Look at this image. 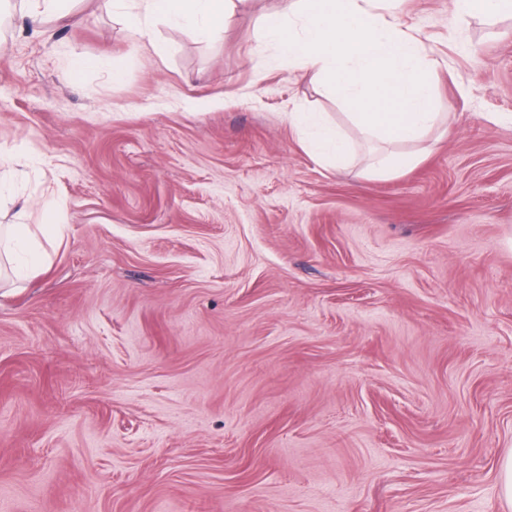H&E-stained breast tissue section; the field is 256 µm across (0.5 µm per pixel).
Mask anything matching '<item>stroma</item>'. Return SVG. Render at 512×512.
Returning <instances> with one entry per match:
<instances>
[{"instance_id":"35a3bbf8","label":"stroma","mask_w":512,"mask_h":512,"mask_svg":"<svg viewBox=\"0 0 512 512\" xmlns=\"http://www.w3.org/2000/svg\"><path fill=\"white\" fill-rule=\"evenodd\" d=\"M282 6L209 41L0 14L4 220L62 227L0 289V512H512V18L403 0L448 131L371 179L289 124L348 121L264 65Z\"/></svg>"}]
</instances>
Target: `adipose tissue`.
I'll return each mask as SVG.
<instances>
[{
	"label": "adipose tissue",
	"instance_id": "1",
	"mask_svg": "<svg viewBox=\"0 0 512 512\" xmlns=\"http://www.w3.org/2000/svg\"><path fill=\"white\" fill-rule=\"evenodd\" d=\"M131 37L148 21L187 29L204 40L224 29L234 0H112ZM397 0H291L262 21L271 65L313 73L323 92L347 106L357 135L376 143L368 174L392 177L422 159L419 145L444 120L437 106L439 63L422 41L388 19ZM289 122L307 152L336 166L352 159V144L321 113L298 111Z\"/></svg>",
	"mask_w": 512,
	"mask_h": 512
}]
</instances>
